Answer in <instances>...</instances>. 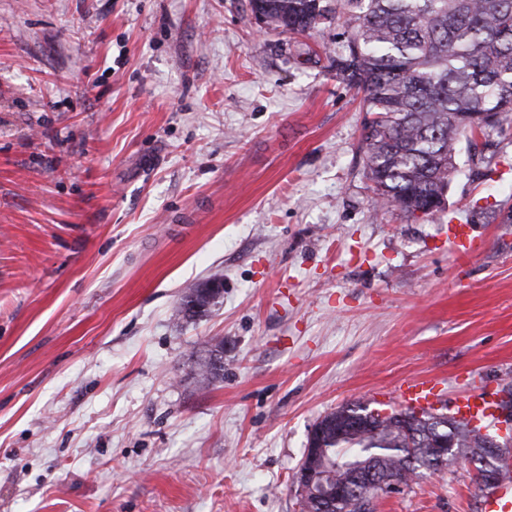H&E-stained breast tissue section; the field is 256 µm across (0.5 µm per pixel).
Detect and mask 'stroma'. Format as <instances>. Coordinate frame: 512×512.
I'll return each instance as SVG.
<instances>
[{"label":"stroma","instance_id":"stroma-1","mask_svg":"<svg viewBox=\"0 0 512 512\" xmlns=\"http://www.w3.org/2000/svg\"><path fill=\"white\" fill-rule=\"evenodd\" d=\"M342 32L261 29L249 0H0V512H298L326 413L512 383V122L461 150L445 210L383 212ZM482 502L456 466L377 512ZM216 281L218 284L217 287H214L213 283ZM223 282L222 278L213 277L190 289L177 310V318L180 319V316L183 319L206 316L223 296L224 288H222V291L219 289L221 285L224 286ZM214 288L217 290H214ZM190 304H193V306L188 308ZM204 356L196 369V384L200 390L208 389L224 375V341L212 339L204 346Z\"/></svg>","mask_w":512,"mask_h":512}]
</instances>
